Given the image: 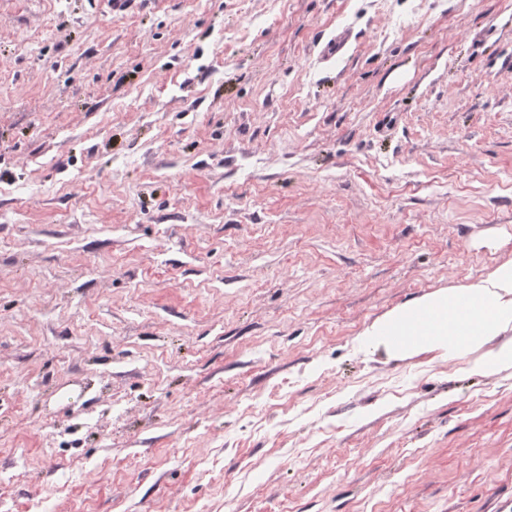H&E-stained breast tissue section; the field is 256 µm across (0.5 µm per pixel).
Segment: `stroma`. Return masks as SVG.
<instances>
[{"label": "stroma", "instance_id": "stroma-1", "mask_svg": "<svg viewBox=\"0 0 512 512\" xmlns=\"http://www.w3.org/2000/svg\"><path fill=\"white\" fill-rule=\"evenodd\" d=\"M509 55L512 0H0V512H512V367L360 338L512 259Z\"/></svg>", "mask_w": 512, "mask_h": 512}]
</instances>
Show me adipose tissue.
I'll return each mask as SVG.
<instances>
[{"label": "adipose tissue", "mask_w": 512, "mask_h": 512, "mask_svg": "<svg viewBox=\"0 0 512 512\" xmlns=\"http://www.w3.org/2000/svg\"><path fill=\"white\" fill-rule=\"evenodd\" d=\"M512 260L484 278L410 302L367 326L364 341L396 355L435 352L451 359L480 356L471 372L489 374L512 365Z\"/></svg>", "instance_id": "ef3b65f1"}]
</instances>
